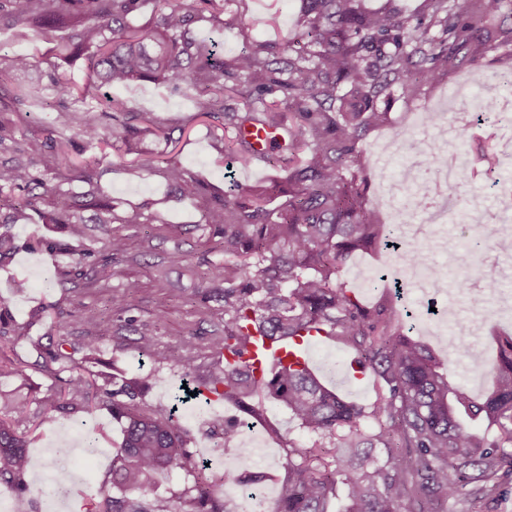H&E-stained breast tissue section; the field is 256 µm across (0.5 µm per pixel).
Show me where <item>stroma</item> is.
<instances>
[{
    "instance_id": "obj_1",
    "label": "stroma",
    "mask_w": 512,
    "mask_h": 512,
    "mask_svg": "<svg viewBox=\"0 0 512 512\" xmlns=\"http://www.w3.org/2000/svg\"><path fill=\"white\" fill-rule=\"evenodd\" d=\"M232 10L244 16L271 15L275 24L267 27L223 28L209 22H199L195 33L202 38L219 42L225 55H233L255 42H278L293 37L299 21V0H232ZM52 44L40 34L30 32L19 36L17 29L0 26V57L14 53L29 55L33 67L22 75V82L38 83L41 97L21 105L19 112L8 113L4 127L0 128V161L19 156L33 171L60 173L67 177L73 192L83 193L89 186L83 178L86 169H93L94 179L103 199L116 213L135 209L141 214L139 223L122 225L121 231L130 239V250L121 262V277L99 275L97 283L78 277H65L69 255L87 248L103 250L104 242L97 225L92 224V211L84 216L90 221L88 236L78 240L70 238L63 226L42 223L39 212L53 206L52 199L38 202L37 212L27 222L7 228L14 247L6 258L0 259V296L11 297L8 318L11 324L24 328L25 334L14 344L15 358L28 362V383L32 388L33 411L49 407L59 387L46 372L35 369L33 363L38 347H55L56 333L49 320L36 321L32 315L37 308L50 305L60 312L69 331L67 350L73 362H80L81 349L88 334H96L99 344L101 370L149 371L153 384L145 394L143 403L153 412L168 413L182 382L181 374L172 359L177 356L176 340L191 333L197 347L195 360L196 383L207 387L219 364L217 356L208 348L215 336L224 331V304L220 301H200L197 290L205 284L204 273L214 263L224 260L221 228L203 221L205 199L194 201L178 199L168 186L161 171L133 167L132 155L124 151L100 149L76 141L69 151V163H62L55 145L73 139L72 129L65 124L64 112L76 108V101H66L57 95L56 79L67 78L73 83H84L87 63L78 58L63 62L51 53ZM465 76L455 71L440 76L424 86L419 97L406 100L395 98L385 126L370 131L359 143L364 158L365 187L368 197H376L380 188V170L397 172L409 159L402 153L403 137L422 138L421 130L412 127L414 114L438 112L443 123L456 127L458 116L446 110L444 95ZM109 96L123 99L129 109L141 117L154 121L177 122L180 130L171 140H155L150 144L155 154L177 161L189 172L204 179L218 191H238L256 183L267 185L282 182L283 171L257 162L247 167L226 169L225 159L218 151L224 130L219 122L197 116L192 101L181 94L149 82L113 88ZM512 137V130L496 129L491 123L475 122L469 125L465 137L454 138V146L462 153L468 168L478 177L461 193V210L478 206L486 215H494L499 206L482 176L483 150L500 149L503 140ZM74 140V139H73ZM395 262L394 254L384 249L355 254L345 266L340 278L346 282L363 305H371L384 297L395 308H408L416 318L415 339L428 345L448 369L453 382L467 385L480 393L488 391L492 374L498 364V337L512 336V312L504 311L502 300L512 295V237L492 240L483 257V271L494 277L498 292L485 296L460 293L454 283L441 288L429 284L405 286L402 294L391 288H374L356 281L353 270L365 275L374 270L389 268ZM24 278L29 287L16 292L13 282ZM137 283L136 292L129 299L128 315L135 319L138 330L152 327L157 309L168 312L164 327L156 330V346L145 354L138 350L136 334L121 330L119 322L110 313V290L121 280ZM100 310L103 318L94 329L81 326L83 307ZM465 325L469 341L485 354V368L475 380H468L466 362L447 342L435 336L441 326L457 328ZM153 328V327H152ZM257 415L253 419L254 438L268 455L262 470L268 474L260 485L256 508L258 512H273L279 498L282 481L286 476L283 462L289 442L309 448L313 439L290 421L286 409L270 401L263 392L250 399ZM235 405L221 400L211 401L205 410L190 406L178 413L188 433V448L196 458L211 459V471L223 475L228 458L236 455L237 444L218 446L212 424L237 417ZM81 414L54 413L33 434L29 448L36 466L26 476L28 496L34 512H53L47 496L53 482L51 464L54 448L71 447L75 456H83V440L78 425ZM98 433V451L93 461L84 465L82 475L72 483L65 512H85L88 499L108 478L112 452L122 441V426L108 411H99L95 421Z\"/></svg>"
}]
</instances>
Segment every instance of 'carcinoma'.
I'll list each match as a JSON object with an SVG mask.
<instances>
[{"mask_svg": "<svg viewBox=\"0 0 512 512\" xmlns=\"http://www.w3.org/2000/svg\"><path fill=\"white\" fill-rule=\"evenodd\" d=\"M143 0H0V22L40 33L62 31L54 50L59 56L84 55L87 83L81 93L67 81L57 83L62 97L84 99L100 90L140 81L165 85L191 98L200 117L223 118L234 137L223 152L232 164L246 167L256 150L243 131L257 126L281 133L284 145L264 161L285 173L282 197L268 206L263 184L236 195L206 198L204 221L224 225V263L209 267L200 294L224 299V335L208 348L224 356L221 374L209 391L219 399L246 404L253 393L288 410L290 419L316 437L314 447L290 443L275 512H328L339 489L341 512H483L503 498L512 481V336L501 339L492 388L482 396L448 380L440 361L424 343L395 327L396 310L380 301L363 306L338 277L358 251L395 243L391 229L377 220L382 201L366 195L363 157L358 150L366 133L382 125L393 97L415 98L444 71L485 61L512 46V0H422L416 14L395 7L370 10L364 0H300L298 39L253 43L227 57L224 49L193 38L190 27L212 20L224 26L258 27L263 16L246 20L227 9L228 0H189L162 7L153 26L136 28L133 16ZM32 66L26 54L0 62V82ZM103 112L73 116L77 135L89 145L133 143L148 137L171 139L167 124L137 123L121 99L105 97ZM167 181L182 199L202 197L205 186L178 163L167 160ZM66 178L35 174L23 161L0 164V197L19 192L22 202L0 209V224L29 219L27 210L43 197L59 206L40 213L44 224H63L73 238L85 226ZM438 199L412 193L407 212L426 214ZM137 223L101 205L96 223L106 234L108 261L128 253V238L112 227ZM474 236L473 266L493 238L486 219ZM411 266L431 262L424 243L407 245ZM91 251L71 257L75 275L95 270ZM138 285L121 284L112 293V315L122 319ZM11 299L0 296V376L25 374V365L7 354L15 343L7 311ZM56 348L38 351L34 366L61 383L63 399L50 410L81 412L92 420L108 407L123 425V440L112 453L111 477L92 499L88 512H224L219 489L206 476L207 466L186 448L187 439L174 415L152 413L139 399L152 384L150 372L119 384L85 376L62 351L68 334L51 321ZM315 330L351 351L353 361L377 381L373 402L359 406L325 388L309 369L292 364L257 376L244 359L253 332L295 344ZM38 415L30 401L0 392V483L16 493L15 512H32L26 494L29 433ZM245 420L224 421L221 443L238 439ZM332 451L326 450V444ZM182 470L192 484L170 496L156 492L159 476ZM264 471L224 472L226 484L258 486Z\"/></svg>", "mask_w": 512, "mask_h": 512, "instance_id": "cac0c4a2", "label": "carcinoma"}]
</instances>
